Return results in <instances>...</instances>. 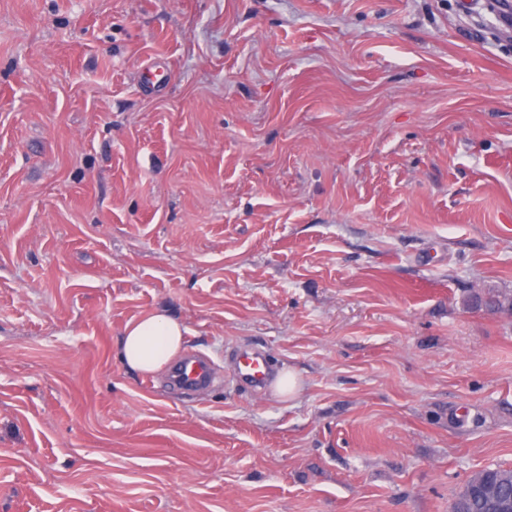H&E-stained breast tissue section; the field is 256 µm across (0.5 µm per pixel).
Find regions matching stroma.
<instances>
[{
  "label": "stroma",
  "instance_id": "35a3bbf8",
  "mask_svg": "<svg viewBox=\"0 0 512 512\" xmlns=\"http://www.w3.org/2000/svg\"><path fill=\"white\" fill-rule=\"evenodd\" d=\"M495 7L0 0V512H450L512 467ZM159 308L214 362L182 401L117 356ZM274 377V369L267 352L250 345L240 349L236 355L235 378L254 391H264Z\"/></svg>",
  "mask_w": 512,
  "mask_h": 512
}]
</instances>
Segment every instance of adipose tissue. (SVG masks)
<instances>
[{
  "mask_svg": "<svg viewBox=\"0 0 512 512\" xmlns=\"http://www.w3.org/2000/svg\"><path fill=\"white\" fill-rule=\"evenodd\" d=\"M184 332V326L167 313L151 312L125 325L119 341V357L134 371H158L179 351Z\"/></svg>",
  "mask_w": 512,
  "mask_h": 512,
  "instance_id": "obj_1",
  "label": "adipose tissue"
}]
</instances>
